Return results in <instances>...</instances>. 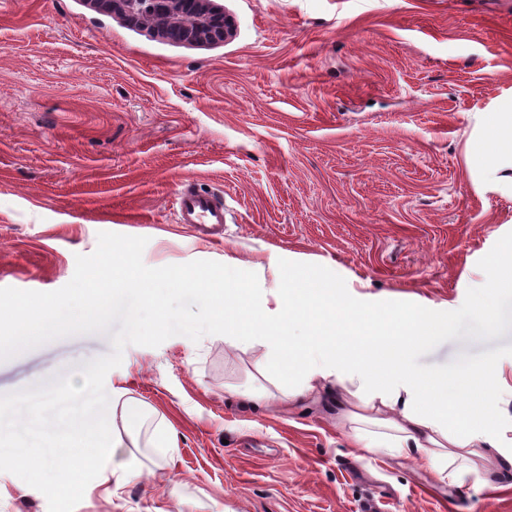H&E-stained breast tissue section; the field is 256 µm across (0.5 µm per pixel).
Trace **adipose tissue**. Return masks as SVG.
<instances>
[{
    "mask_svg": "<svg viewBox=\"0 0 512 512\" xmlns=\"http://www.w3.org/2000/svg\"><path fill=\"white\" fill-rule=\"evenodd\" d=\"M468 145L480 182L512 196V97L480 121ZM215 313L239 345L260 340L270 349L271 359L259 368L274 381H287L285 401L335 388L337 418L365 425L357 438L361 447L409 451L438 478L458 479L483 459V447L495 444L496 397L512 395L501 370L476 366L451 383L408 370L409 346L435 331L429 312L379 309L296 279L272 298L249 289L226 292ZM296 323L306 329L300 345L289 338Z\"/></svg>",
    "mask_w": 512,
    "mask_h": 512,
    "instance_id": "adipose-tissue-1",
    "label": "adipose tissue"
}]
</instances>
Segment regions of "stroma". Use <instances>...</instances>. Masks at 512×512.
Segmentation results:
<instances>
[{"mask_svg":"<svg viewBox=\"0 0 512 512\" xmlns=\"http://www.w3.org/2000/svg\"><path fill=\"white\" fill-rule=\"evenodd\" d=\"M235 35L212 50L153 41L79 0H0V288L50 292L97 235L142 236L152 268L211 260L295 270L377 307L431 312L420 377L497 362L512 378V290L477 295L512 239V196L467 162L483 114L512 95V0H222ZM224 197V239L179 223L180 185ZM105 334L0 362V394L69 376ZM268 349L224 335L126 346L111 400L144 406L170 448H122L141 470L94 479L74 512H512L499 449L463 481L415 456L352 447L330 399L279 403ZM0 512H48L0 472Z\"/></svg>","mask_w":512,"mask_h":512,"instance_id":"35a3bbf8","label":"stroma"}]
</instances>
